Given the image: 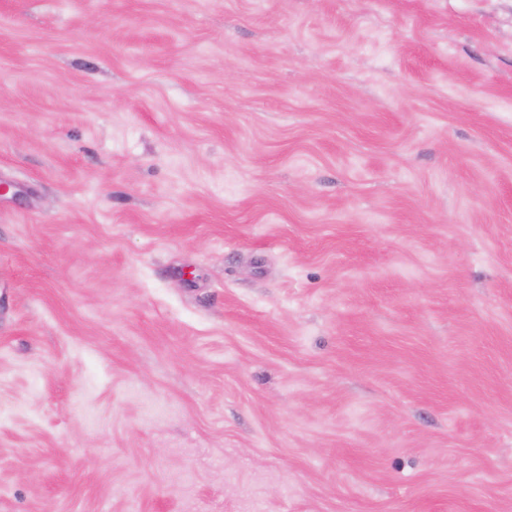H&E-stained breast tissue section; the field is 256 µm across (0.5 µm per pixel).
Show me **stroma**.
<instances>
[{
  "label": "stroma",
  "mask_w": 512,
  "mask_h": 512,
  "mask_svg": "<svg viewBox=\"0 0 512 512\" xmlns=\"http://www.w3.org/2000/svg\"><path fill=\"white\" fill-rule=\"evenodd\" d=\"M0 512H512V0H0Z\"/></svg>",
  "instance_id": "stroma-1"
}]
</instances>
